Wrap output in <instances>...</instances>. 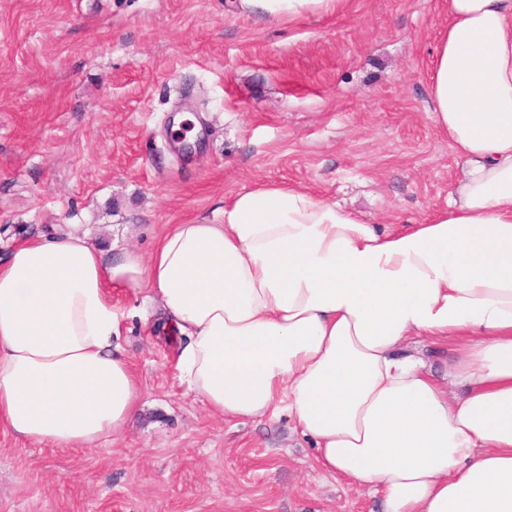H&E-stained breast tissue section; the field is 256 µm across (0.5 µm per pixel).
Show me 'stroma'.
I'll list each match as a JSON object with an SVG mask.
<instances>
[{
    "label": "stroma",
    "mask_w": 512,
    "mask_h": 512,
    "mask_svg": "<svg viewBox=\"0 0 512 512\" xmlns=\"http://www.w3.org/2000/svg\"><path fill=\"white\" fill-rule=\"evenodd\" d=\"M447 24L444 0H340L291 21L240 0H0V260L69 224L147 260L261 182L423 223L462 174L428 94ZM186 100L200 145L181 155ZM147 294L112 291L138 416L94 448L0 426V512H380L319 474L287 416L230 423L181 386L184 338L156 330Z\"/></svg>",
    "instance_id": "35a3bbf8"
}]
</instances>
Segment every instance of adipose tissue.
<instances>
[{"mask_svg":"<svg viewBox=\"0 0 512 512\" xmlns=\"http://www.w3.org/2000/svg\"><path fill=\"white\" fill-rule=\"evenodd\" d=\"M270 19L339 0H241ZM435 123L462 163L424 223L378 228L277 183L220 224H178L151 260L79 225L0 262V425L52 448L125 429L140 390L110 287L147 288L186 341L178 377L225 420L287 413L322 476L382 512H512V0H445ZM449 350L444 377L410 338Z\"/></svg>","mask_w":512,"mask_h":512,"instance_id":"obj_1","label":"adipose tissue"}]
</instances>
